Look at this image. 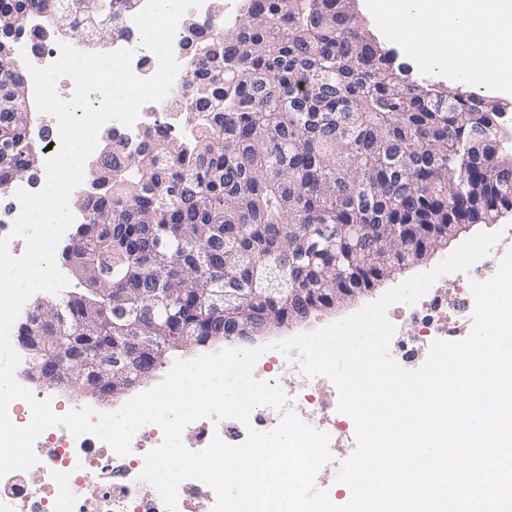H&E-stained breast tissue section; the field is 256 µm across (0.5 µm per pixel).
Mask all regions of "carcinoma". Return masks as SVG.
<instances>
[{
	"instance_id": "carcinoma-1",
	"label": "carcinoma",
	"mask_w": 512,
	"mask_h": 512,
	"mask_svg": "<svg viewBox=\"0 0 512 512\" xmlns=\"http://www.w3.org/2000/svg\"><path fill=\"white\" fill-rule=\"evenodd\" d=\"M136 0H0V195L38 169L35 103L14 55L27 19L113 38ZM196 60L188 87L207 123L171 138L161 126L125 149L107 133L74 206L93 213L59 261L79 290L25 311L87 325L112 347L139 335L151 369L179 352L171 336L239 338L238 325L291 322L368 293L475 224L512 213L507 105L460 82L417 79L366 28L355 0H245L235 25L187 17ZM236 299L235 317L208 291ZM132 301L131 321L103 308ZM67 352L73 334L47 331ZM82 362L120 376L87 346Z\"/></svg>"
}]
</instances>
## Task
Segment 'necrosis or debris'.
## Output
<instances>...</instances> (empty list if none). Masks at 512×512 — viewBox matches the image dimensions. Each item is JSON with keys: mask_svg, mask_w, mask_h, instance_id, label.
<instances>
[{"mask_svg": "<svg viewBox=\"0 0 512 512\" xmlns=\"http://www.w3.org/2000/svg\"><path fill=\"white\" fill-rule=\"evenodd\" d=\"M112 47L133 49L131 66L137 76L148 78L155 74L158 60L154 53L141 48L140 32L132 15L123 17L122 32L113 40ZM15 50L34 54L39 67L53 63L60 55L58 41L45 39L41 23L34 18L27 21ZM185 79V72H178L175 86L163 101L145 104L134 126L115 122L112 130L132 147L138 143L140 129L155 124L167 126L171 136L182 137L185 127L181 116L193 106L191 98L180 89ZM388 312L396 317L407 316L412 335L423 342L433 336L455 333L463 321L456 303L442 304L432 297L421 298L412 306L393 304ZM285 368L296 376L287 393L285 409L257 407L246 425L231 418L196 420L182 432L188 450L202 451L216 437L230 445L240 444L251 427L261 432L272 431L287 409L300 417L315 415L317 430L330 436V448H339L347 429L336 420L337 389L326 377L305 375L299 351L286 355L275 350L265 352L256 362L253 376L271 382ZM162 441V429L153 423L146 424L133 436L130 452L121 455L93 435L76 437L65 428H50L35 443L39 464L33 470L14 471L0 478V512H165L157 491L140 477L145 454Z\"/></svg>", "mask_w": 512, "mask_h": 512, "instance_id": "necrosis-or-debris-1", "label": "necrosis or debris"}]
</instances>
